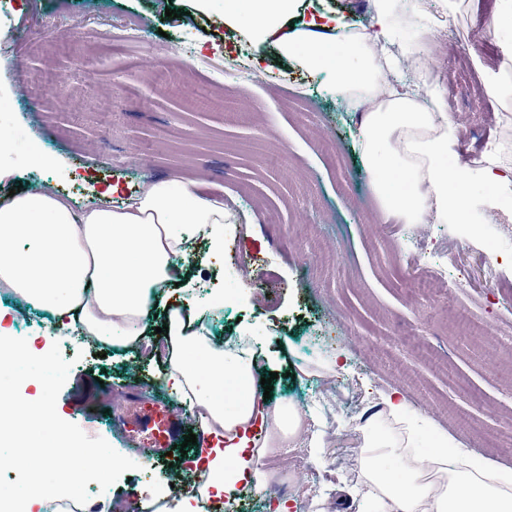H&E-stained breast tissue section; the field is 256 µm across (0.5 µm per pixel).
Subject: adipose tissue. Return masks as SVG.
I'll return each instance as SVG.
<instances>
[{
	"instance_id": "ef3b65f1",
	"label": "adipose tissue",
	"mask_w": 512,
	"mask_h": 512,
	"mask_svg": "<svg viewBox=\"0 0 512 512\" xmlns=\"http://www.w3.org/2000/svg\"><path fill=\"white\" fill-rule=\"evenodd\" d=\"M295 0H224V23L243 26L255 44L280 33L279 49L312 71L331 73L336 92L362 111L359 148L379 204L381 222L466 223L470 186L512 188V166L492 160L479 170L450 165L455 141L441 90L425 79V92L395 88L385 76L396 61L395 0H375L373 33L287 29ZM230 215L222 200L202 194L196 182L154 181L135 200L118 206L74 209L46 182L0 205V288L50 315L58 326L80 325L88 340L150 352L165 351L167 379L193 402L200 430L216 444L200 461L215 496L254 490L290 469L281 448L321 447L323 430L309 429L297 407L257 397L259 356L246 343L215 341L192 301L165 313L164 344L146 322L165 288L193 259V237L211 253L224 247ZM383 413L356 425V463L365 504L379 512H512V485L489 465L449 455L447 448L417 450L403 399L390 393ZM263 440H256L255 431Z\"/></svg>"
}]
</instances>
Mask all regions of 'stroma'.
I'll return each mask as SVG.
<instances>
[{"instance_id":"1","label":"stroma","mask_w":512,"mask_h":512,"mask_svg":"<svg viewBox=\"0 0 512 512\" xmlns=\"http://www.w3.org/2000/svg\"><path fill=\"white\" fill-rule=\"evenodd\" d=\"M497 0H462L449 12L453 39L427 35L424 50L393 48L394 86L418 83L429 68L451 115L460 162L478 169L512 128L488 87L512 50V24L493 27ZM140 16L136 43L106 35L118 18ZM327 14L339 26L371 28L374 0H298L301 26ZM0 28V95L8 105L0 122L13 132L11 175L0 178V202L11 189L52 181L74 207L99 201L109 184L121 190L112 205L141 194L149 181H197L204 192L231 201L238 230L229 251L212 255L199 244L200 265L188 287H172L169 303L193 298L214 339L255 340L262 374H273L272 400L301 408L322 406L329 435L321 452L291 448L303 477L281 476L236 499L234 512H274L278 497L290 507L320 504L324 512H358L347 492L358 436L353 426L384 395L398 393L425 432L448 436L460 454L505 470L512 446L484 447L474 430L512 433V219L497 222L485 189L474 185L472 220L503 248L490 260L482 247L448 225L419 224L428 247L424 266L445 268L467 289L437 293L429 279L408 277L399 254L412 249L381 241L368 214L377 213L368 173L357 149L359 116L334 95L331 75L282 57L276 38L255 46L239 27L225 25L221 9L194 11L192 0H20ZM259 59L263 83L229 63L230 49ZM224 69V87L211 80ZM302 90L304 105L288 107L285 94ZM107 194V193H106ZM494 276H486V262ZM242 295L223 309L211 299L225 279ZM12 316L1 326L17 334L44 325L38 353L59 344L73 363L57 401L68 422L102 437L135 460L94 505L113 502L135 512L144 499H170L175 512H201L173 484L191 470L190 456L171 449L153 456L148 437L131 438L123 407L163 400L176 415L187 402L165 381V361L106 348L58 330L21 301H0ZM339 355L324 375L321 359ZM326 475L315 486L316 474Z\"/></svg>"}]
</instances>
